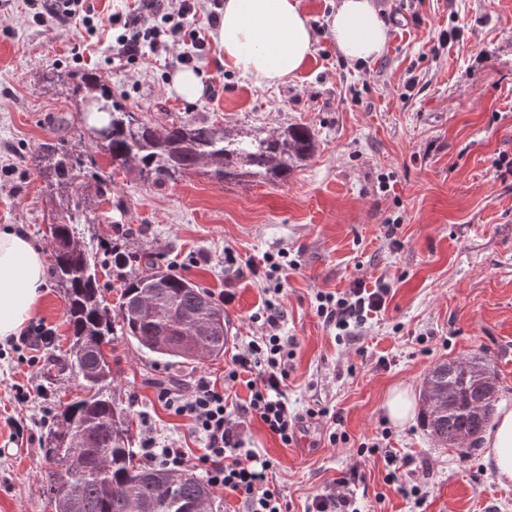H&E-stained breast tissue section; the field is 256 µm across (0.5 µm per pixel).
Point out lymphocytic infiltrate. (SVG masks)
<instances>
[{
  "instance_id": "1",
  "label": "lymphocytic infiltrate",
  "mask_w": 512,
  "mask_h": 512,
  "mask_svg": "<svg viewBox=\"0 0 512 512\" xmlns=\"http://www.w3.org/2000/svg\"><path fill=\"white\" fill-rule=\"evenodd\" d=\"M32 19L41 26H82L89 36H96L101 27H108L112 64L123 68L138 62L145 53L175 54L181 66L194 65L206 43L191 28L198 13H206L209 25L219 26L224 13L223 0H139L128 12H115L101 17L91 11L87 0H29ZM191 41L193 52L174 53L175 45ZM224 264L234 270L245 269L253 277L272 282V292L284 288L278 275L283 269L280 255L264 254L261 261L243 262L225 251ZM391 293L387 283L368 288H354L337 294L318 293L317 313L333 328L338 337H353L369 315L381 312ZM272 300L266 301L259 313L260 332L248 337L236 349L224 374L223 384H216L201 375L191 389L161 383L157 400L174 415L187 418L192 433L203 441L199 461L205 467L209 484L235 495L246 506V512H287L284 495L274 483L271 459L245 450L239 426L248 419H259L283 444L293 440L299 418L285 397L288 381V360L296 344L295 337L282 335L283 313ZM241 382L249 396L231 401L225 388ZM139 457L143 465L160 466L173 472L185 471L191 457L177 440H159L151 429H142ZM354 473H345L332 485L316 492L307 512H361L352 489Z\"/></svg>"
}]
</instances>
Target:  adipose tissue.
I'll return each instance as SVG.
<instances>
[{
  "mask_svg": "<svg viewBox=\"0 0 512 512\" xmlns=\"http://www.w3.org/2000/svg\"><path fill=\"white\" fill-rule=\"evenodd\" d=\"M327 27L339 52L353 62L375 58L386 46L387 31L372 0H337ZM214 39L224 50L225 66L259 87L297 76L314 53L300 0H224ZM45 286L42 249L23 227L0 231V341L27 326ZM484 446L498 480L512 482V405L501 404Z\"/></svg>",
  "mask_w": 512,
  "mask_h": 512,
  "instance_id": "adipose-tissue-1",
  "label": "adipose tissue"
}]
</instances>
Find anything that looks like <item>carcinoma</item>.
Returning a JSON list of instances; mask_svg holds the SVG:
<instances>
[{"instance_id": "carcinoma-1", "label": "carcinoma", "mask_w": 512, "mask_h": 512, "mask_svg": "<svg viewBox=\"0 0 512 512\" xmlns=\"http://www.w3.org/2000/svg\"><path fill=\"white\" fill-rule=\"evenodd\" d=\"M68 90L80 110L89 99L109 106L107 112L83 114L86 125L97 120L112 127L108 143L95 149L108 154L116 167L135 172L158 188L200 165L218 183L245 177L283 181L316 148L313 130L302 124L279 131L257 127L231 135L205 121H173L161 131L147 122L135 136L130 111L112 100L111 88L97 74H84L68 83ZM36 170L46 180L53 202L52 275L68 300V367L82 380L84 392L66 403L47 433L48 457L63 464L61 470L48 473L54 508L72 496L74 512H129L131 492L140 504L139 512H214L213 493L200 477L181 476L169 494L161 485L169 471L136 464L131 419L112 397V365L103 345L119 334L157 355L194 361L199 353L215 360L224 356L229 340L224 307L196 281L162 269L147 255L150 271L124 279L119 310L112 313L91 256L76 240L78 225L91 223L87 207L73 195L88 178V162L48 145ZM147 289L152 290L153 310L137 314L132 308ZM426 379L448 394V404L439 413L427 410L423 415L430 435L442 445L461 437L476 443L494 402L482 412L475 410L473 403L480 393L460 361L435 365ZM71 429H80L85 436L73 448H60L59 441Z\"/></svg>"}]
</instances>
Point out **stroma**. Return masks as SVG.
Instances as JSON below:
<instances>
[{"instance_id": "1", "label": "stroma", "mask_w": 512, "mask_h": 512, "mask_svg": "<svg viewBox=\"0 0 512 512\" xmlns=\"http://www.w3.org/2000/svg\"><path fill=\"white\" fill-rule=\"evenodd\" d=\"M373 3L388 32L378 57L346 60L326 29L336 0H301L315 43L300 74L255 86L225 68L213 42L197 71L214 77L216 92L189 101L169 89L171 59L149 54L115 68L108 38L35 24L26 0H0V228L23 225L53 248L37 156L46 143L78 153L86 142L62 73H98L115 100L160 127L177 117L231 132L311 127L314 155L275 184L219 183L197 169L157 189L92 151L95 175L111 176L114 187L108 203L96 200L93 183L79 187L93 217L79 240L100 263L105 298L118 305L123 286L106 263L120 225L126 251L155 255L212 296L231 289L225 312L235 346L255 331L266 295L251 274L225 269V248L243 260L288 250L298 266L286 272L281 326L297 347L286 396L303 420L288 445L251 421L245 447L275 462L289 512H304L314 493L353 468L363 512H512V483L498 481L482 446L441 447L420 421L397 425L384 409L393 388L420 392L434 365L471 359L497 374V398L512 404V176L494 167L499 156L512 159V0ZM443 29L462 36L439 46ZM379 279L392 287L386 309L337 340L316 313V294ZM33 319L54 331L48 350L0 342V512H55L46 436L81 394L64 367L68 304L55 280ZM105 350L112 395L133 431L150 426L200 456V438L158 402L156 386L201 375L223 383L224 360L175 364L119 336ZM316 405L341 413L347 442L330 444L325 423L306 418ZM363 442L381 448L358 455ZM390 455L411 458L422 476L418 496L386 482Z\"/></svg>"}]
</instances>
